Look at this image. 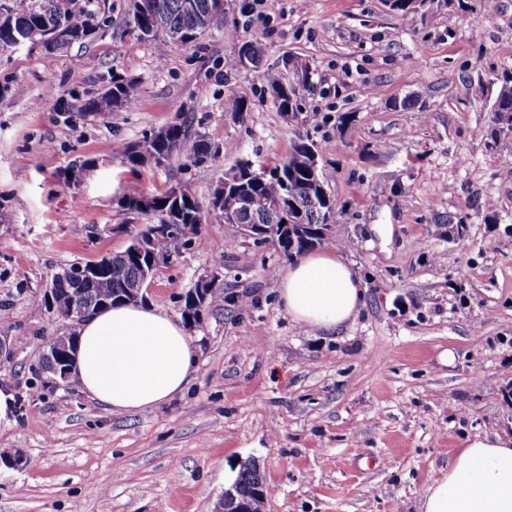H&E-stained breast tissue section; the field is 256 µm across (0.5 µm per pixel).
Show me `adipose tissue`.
I'll return each mask as SVG.
<instances>
[{
    "label": "adipose tissue",
    "instance_id": "adipose-tissue-1",
    "mask_svg": "<svg viewBox=\"0 0 512 512\" xmlns=\"http://www.w3.org/2000/svg\"><path fill=\"white\" fill-rule=\"evenodd\" d=\"M280 297L302 327L333 330L363 303L364 291L339 251L311 254L280 277ZM196 349L182 325L141 305L101 310L82 323L73 372L82 391L115 413L161 405L182 392ZM420 512H512V433L464 440L448 472L429 485Z\"/></svg>",
    "mask_w": 512,
    "mask_h": 512
}]
</instances>
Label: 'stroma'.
I'll use <instances>...</instances> for the list:
<instances>
[{"mask_svg":"<svg viewBox=\"0 0 512 512\" xmlns=\"http://www.w3.org/2000/svg\"><path fill=\"white\" fill-rule=\"evenodd\" d=\"M95 2L112 25L83 46L0 51V335L14 343L0 386L17 411L0 451L27 459L0 464V512H212L251 461L266 512H418L466 437L512 430V139L489 135L512 72V0L489 14L482 0H425L406 15L388 0H281L270 16L233 0L221 30L162 59L130 33L127 0ZM247 41L271 62L306 59L303 122L277 111L259 72L225 67ZM116 75L138 83L134 107L105 122L59 112ZM231 93L245 112L225 111ZM173 123L187 148L160 166L123 161L119 146ZM299 140L341 210L325 246L365 288L331 332L295 324L278 295L288 259L212 209L240 159L268 171ZM177 186L201 232L145 302L180 317L203 278L223 298L186 328L188 385L122 414L75 381L46 390L45 344L65 328L37 303L47 282L159 223L127 194Z\"/></svg>","mask_w":512,"mask_h":512,"instance_id":"stroma-1","label":"stroma"}]
</instances>
